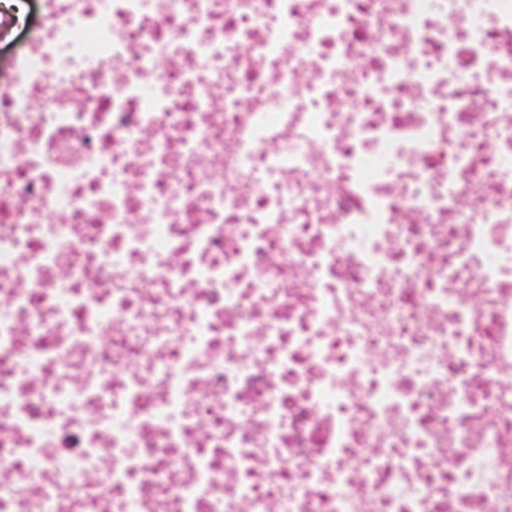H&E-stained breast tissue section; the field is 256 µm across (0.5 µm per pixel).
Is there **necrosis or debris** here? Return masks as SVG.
<instances>
[{
	"instance_id": "4bbe7bcc",
	"label": "necrosis or debris",
	"mask_w": 512,
	"mask_h": 512,
	"mask_svg": "<svg viewBox=\"0 0 512 512\" xmlns=\"http://www.w3.org/2000/svg\"><path fill=\"white\" fill-rule=\"evenodd\" d=\"M0 5V512H512V0Z\"/></svg>"
}]
</instances>
